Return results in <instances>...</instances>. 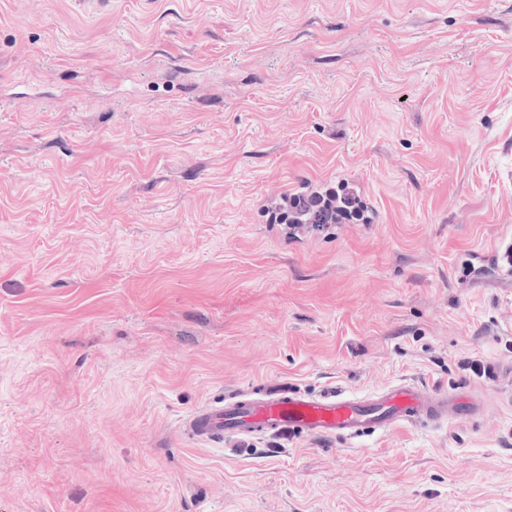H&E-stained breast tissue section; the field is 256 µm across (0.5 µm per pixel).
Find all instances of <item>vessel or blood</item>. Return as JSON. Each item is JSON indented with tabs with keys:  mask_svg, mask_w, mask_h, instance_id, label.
Listing matches in <instances>:
<instances>
[{
	"mask_svg": "<svg viewBox=\"0 0 512 512\" xmlns=\"http://www.w3.org/2000/svg\"><path fill=\"white\" fill-rule=\"evenodd\" d=\"M475 403L448 390L403 382L372 395L325 391L304 394L264 386L225 396L193 410L181 428L189 438L317 437L356 440L400 425L428 427L448 422Z\"/></svg>",
	"mask_w": 512,
	"mask_h": 512,
	"instance_id": "1",
	"label": "vessel or blood"
}]
</instances>
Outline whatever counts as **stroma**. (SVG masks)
I'll return each mask as SVG.
<instances>
[{
	"label": "stroma",
	"instance_id": "stroma-1",
	"mask_svg": "<svg viewBox=\"0 0 512 512\" xmlns=\"http://www.w3.org/2000/svg\"><path fill=\"white\" fill-rule=\"evenodd\" d=\"M510 240L512 0H0V512H512ZM401 381L483 409L180 428ZM304 203L303 196L298 194L285 195L278 205L280 224H333L336 221L352 220L353 217L363 224L369 223V217L365 216L366 207L360 196L348 186L341 185L339 190L328 188L324 193L311 195L312 216L309 210L300 213V206ZM309 215L303 220L301 216ZM288 214V219L286 216ZM301 214V216H299ZM475 401L446 389L402 382L372 395L325 391L303 394L263 386L224 397L193 410L183 421L189 438L219 442L228 438L317 437L357 440L399 425L428 427L448 423Z\"/></svg>",
	"mask_w": 512,
	"mask_h": 512
}]
</instances>
